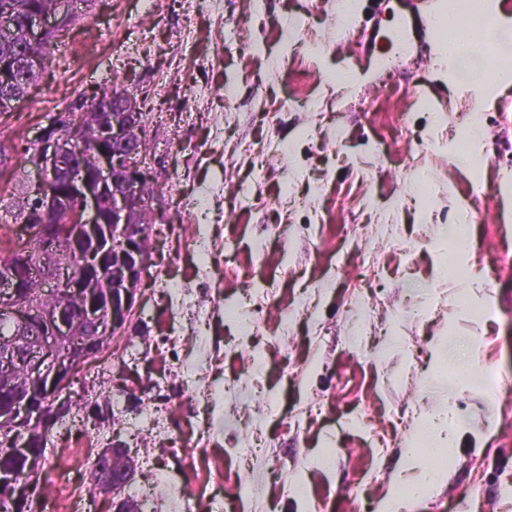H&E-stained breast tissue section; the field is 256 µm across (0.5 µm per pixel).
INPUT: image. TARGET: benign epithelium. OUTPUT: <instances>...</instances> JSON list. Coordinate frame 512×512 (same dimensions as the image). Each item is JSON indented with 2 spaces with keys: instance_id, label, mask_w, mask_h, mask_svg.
I'll list each match as a JSON object with an SVG mask.
<instances>
[{
  "instance_id": "7a95c632",
  "label": "benign epithelium",
  "mask_w": 512,
  "mask_h": 512,
  "mask_svg": "<svg viewBox=\"0 0 512 512\" xmlns=\"http://www.w3.org/2000/svg\"><path fill=\"white\" fill-rule=\"evenodd\" d=\"M74 15L73 0H55L49 12L33 11L26 21V37L35 44L50 34L63 35ZM45 69L42 57L19 48L12 69L0 73V112L19 103L16 87ZM83 113L62 132L50 128L35 141L26 163L39 175L34 198L27 203L23 230L40 243L38 260L11 245L0 246V314L11 334L0 336V369L24 366L27 375L43 386L47 405L16 396L12 413L0 418V436L12 444L31 428L49 422L53 403L67 391L77 369L109 346L111 336L124 332L122 317L138 311L139 285L153 264L152 254L140 243V220L157 217L156 198L141 193L147 180L143 169L146 118L133 92L101 102L92 115L96 140L89 164L75 170L71 141L79 138ZM41 280L64 294L59 307L39 306L25 281ZM112 296V312L97 300L100 290ZM78 305L80 320L72 318ZM37 319L33 351L21 349V333ZM85 328L84 341L73 349L70 336L77 323ZM134 465L112 474L113 512H126V488Z\"/></svg>"
}]
</instances>
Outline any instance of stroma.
I'll return each instance as SVG.
<instances>
[{
	"label": "stroma",
	"mask_w": 512,
	"mask_h": 512,
	"mask_svg": "<svg viewBox=\"0 0 512 512\" xmlns=\"http://www.w3.org/2000/svg\"><path fill=\"white\" fill-rule=\"evenodd\" d=\"M402 2L361 0L345 31L337 0H94L0 113L29 142L125 85L146 115L165 218L123 359L92 361L74 384L43 478L68 468L63 436L80 417L88 439L136 459L131 495L177 474L142 512H362L364 494L393 487L419 417L448 409L458 441L445 477L410 512H512V75L476 88L440 72L432 41L401 49ZM336 70L351 87L330 83ZM466 111L484 150L463 169ZM195 198L204 217L186 212ZM454 225L472 248L449 278ZM363 251L374 275L359 274ZM362 296L372 317L359 322ZM242 302L262 327L239 322ZM459 340L499 390L449 376L437 351ZM188 436L200 467L184 476L167 446ZM218 463L220 485L208 480Z\"/></svg>",
	"instance_id": "35a3bbf8"
}]
</instances>
